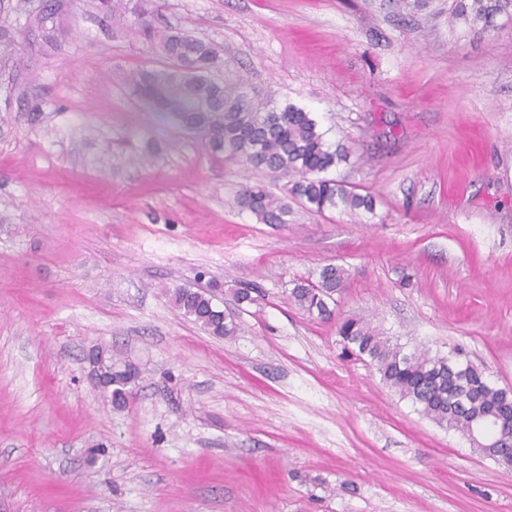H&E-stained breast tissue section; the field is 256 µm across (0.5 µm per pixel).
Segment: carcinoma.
Instances as JSON below:
<instances>
[{"label": "carcinoma", "instance_id": "carcinoma-1", "mask_svg": "<svg viewBox=\"0 0 512 512\" xmlns=\"http://www.w3.org/2000/svg\"><path fill=\"white\" fill-rule=\"evenodd\" d=\"M96 8L109 15L145 11L141 0H97ZM512 9V0H471L472 21L485 31L494 19ZM60 6L46 7L29 19L28 27L42 32L45 42L54 40ZM164 63L142 69L129 82L131 93L175 125L199 138L210 152L233 158L246 168L265 170L285 180L284 196L276 197L262 184L246 186L238 196L241 209L262 224H286L291 214L288 200L322 214L340 209L371 213L375 201L354 192L343 179L326 173L346 161L347 150L327 143L312 113L286 105L262 102L241 85L217 81L212 74L224 68L216 48L187 31L160 38ZM346 270L329 264L316 282L294 285L290 297L302 310L322 318L333 316L329 303L344 288ZM171 303L209 334L229 338L237 324L202 289L176 288L168 293ZM337 333L350 355L365 357L380 380L403 400L411 402L441 428L467 435L479 415L512 430V409L504 403L505 389L492 384L474 365L459 359L432 356L427 350L407 352L363 318L347 315L338 320ZM96 364L101 388L112 402H124L127 388L136 378L131 365L113 360L100 348Z\"/></svg>", "mask_w": 512, "mask_h": 512}]
</instances>
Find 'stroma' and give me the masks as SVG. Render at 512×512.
Wrapping results in <instances>:
<instances>
[{
    "label": "stroma",
    "instance_id": "obj_1",
    "mask_svg": "<svg viewBox=\"0 0 512 512\" xmlns=\"http://www.w3.org/2000/svg\"><path fill=\"white\" fill-rule=\"evenodd\" d=\"M59 2L55 42L30 36L0 69V512H512V469L337 335L356 314L512 388V18L481 32L460 0H156L146 35ZM179 30L349 146L340 172L374 213L241 210L242 185L281 181L130 94ZM328 264L348 278L323 320L290 292ZM199 286L236 336L168 300ZM247 286L258 301L237 304ZM94 347L136 367L124 405L95 384Z\"/></svg>",
    "mask_w": 512,
    "mask_h": 512
}]
</instances>
